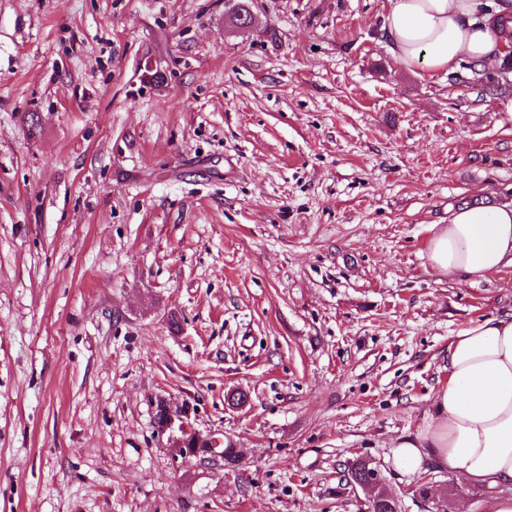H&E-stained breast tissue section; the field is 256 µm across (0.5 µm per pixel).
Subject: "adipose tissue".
<instances>
[{"instance_id": "1", "label": "adipose tissue", "mask_w": 512, "mask_h": 512, "mask_svg": "<svg viewBox=\"0 0 512 512\" xmlns=\"http://www.w3.org/2000/svg\"><path fill=\"white\" fill-rule=\"evenodd\" d=\"M512 0L488 10L485 0H389L384 29L399 65L452 71L462 60L500 62L499 21ZM433 268L468 279L512 266V204L465 205L433 227ZM406 473L434 462L469 483H512V314L484 319L448 344V381L440 386L414 438L396 441Z\"/></svg>"}]
</instances>
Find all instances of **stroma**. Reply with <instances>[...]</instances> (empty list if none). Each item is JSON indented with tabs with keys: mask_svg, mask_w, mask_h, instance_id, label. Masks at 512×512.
I'll return each mask as SVG.
<instances>
[{
	"mask_svg": "<svg viewBox=\"0 0 512 512\" xmlns=\"http://www.w3.org/2000/svg\"><path fill=\"white\" fill-rule=\"evenodd\" d=\"M235 2L0 0V512H367L355 458L402 512H485L391 445L512 314V267L427 253L512 201V83L400 66L388 0ZM162 400L238 466L182 458ZM377 469L373 463L365 459H353L348 461L344 468V477L349 484L359 486L362 482H367L371 472ZM371 491L374 493L384 483L378 470H374L369 479ZM360 487V486H359ZM381 491L375 501H372L368 508L371 512H399L401 509L400 501L394 497L386 488ZM399 502V503H398Z\"/></svg>",
	"mask_w": 512,
	"mask_h": 512,
	"instance_id": "stroma-1",
	"label": "stroma"
}]
</instances>
